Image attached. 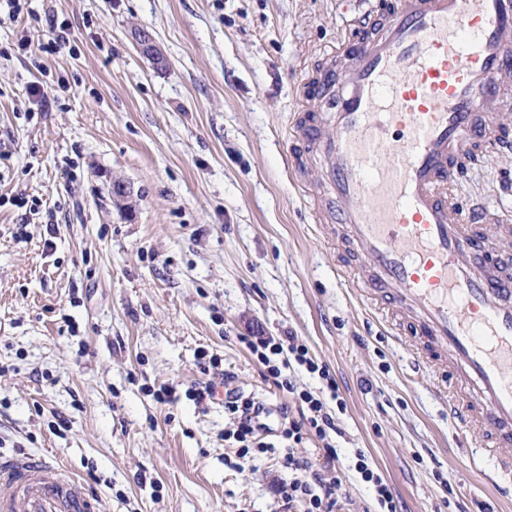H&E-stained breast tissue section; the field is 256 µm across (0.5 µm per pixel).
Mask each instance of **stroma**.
Instances as JSON below:
<instances>
[{
  "mask_svg": "<svg viewBox=\"0 0 512 512\" xmlns=\"http://www.w3.org/2000/svg\"><path fill=\"white\" fill-rule=\"evenodd\" d=\"M370 2L21 0L39 23L0 20L1 456L59 461L97 512H284V456L320 466L329 443L335 512H381L360 451L398 512H512L412 343L338 276L317 172L291 156L301 75ZM457 192L512 205V155L482 157ZM254 335L297 337L330 380L294 364L278 387ZM204 383L215 395L196 400ZM228 389L265 404L267 451L241 454ZM304 391L332 413L329 440L283 438ZM355 469L361 475V478L375 487L378 502L386 507V512H397L394 504L393 495L388 485L383 479L375 473L367 457L361 451L356 455Z\"/></svg>",
  "mask_w": 512,
  "mask_h": 512,
  "instance_id": "1",
  "label": "stroma"
}]
</instances>
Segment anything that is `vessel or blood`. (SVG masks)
I'll return each mask as SVG.
<instances>
[{"instance_id":"obj_1","label":"vessel or blood","mask_w":512,"mask_h":512,"mask_svg":"<svg viewBox=\"0 0 512 512\" xmlns=\"http://www.w3.org/2000/svg\"><path fill=\"white\" fill-rule=\"evenodd\" d=\"M298 88L293 131L319 155V222L353 258L342 278L418 343L448 416L480 431L475 474L512 498V222L455 187L512 102V0H386L353 19ZM497 227L486 238L483 227ZM0 512H95L55 460L0 457Z\"/></svg>"}]
</instances>
